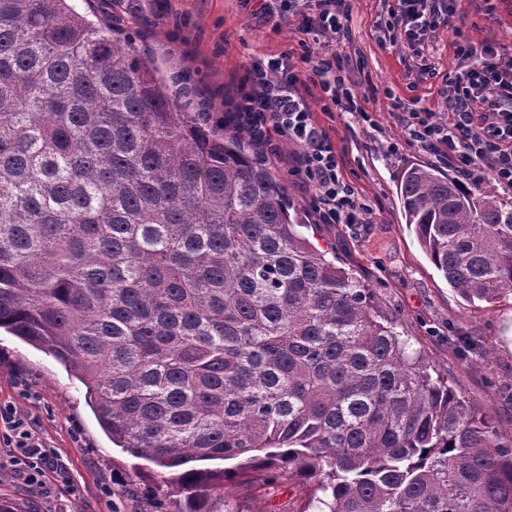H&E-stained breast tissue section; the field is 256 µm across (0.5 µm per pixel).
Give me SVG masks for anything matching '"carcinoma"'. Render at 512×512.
I'll return each instance as SVG.
<instances>
[{
	"mask_svg": "<svg viewBox=\"0 0 512 512\" xmlns=\"http://www.w3.org/2000/svg\"><path fill=\"white\" fill-rule=\"evenodd\" d=\"M405 224L467 301L512 292V201L421 164ZM253 145L69 0H0V329L86 387L186 512L260 471L320 512H512V448L315 249ZM235 460L220 475L186 465Z\"/></svg>",
	"mask_w": 512,
	"mask_h": 512,
	"instance_id": "cac0c4a2",
	"label": "carcinoma"
}]
</instances>
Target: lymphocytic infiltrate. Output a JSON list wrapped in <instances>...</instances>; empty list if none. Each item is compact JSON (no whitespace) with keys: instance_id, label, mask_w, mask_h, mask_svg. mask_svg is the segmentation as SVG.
Returning a JSON list of instances; mask_svg holds the SVG:
<instances>
[{"instance_id":"lymphocytic-infiltrate-1","label":"lymphocytic infiltrate","mask_w":512,"mask_h":512,"mask_svg":"<svg viewBox=\"0 0 512 512\" xmlns=\"http://www.w3.org/2000/svg\"><path fill=\"white\" fill-rule=\"evenodd\" d=\"M457 0H397L391 28L414 43L428 31L451 24ZM351 0H302L303 32L323 38L324 50L303 56L301 63L283 57L254 62L240 98L248 126L268 141L297 145L293 173L311 191V204L325 224H361L369 210L356 189L344 181L342 158L325 129L314 118V91L342 112H356L355 95L346 87L337 62L336 36ZM497 65L468 68L446 90V118L433 113L409 122L410 141L444 154L456 171L473 184L492 181L512 190V57ZM0 442L13 448L11 464L28 486L42 488L41 475L51 454L29 421L0 406Z\"/></svg>"}]
</instances>
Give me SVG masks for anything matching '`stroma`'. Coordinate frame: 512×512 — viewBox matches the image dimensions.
<instances>
[{
	"instance_id": "stroma-1",
	"label": "stroma",
	"mask_w": 512,
	"mask_h": 512,
	"mask_svg": "<svg viewBox=\"0 0 512 512\" xmlns=\"http://www.w3.org/2000/svg\"><path fill=\"white\" fill-rule=\"evenodd\" d=\"M76 10L130 32L166 73H190L213 119L232 114L255 59L322 44L299 29L295 14L271 17L259 0H73ZM393 0H353L336 36L343 74L370 116L315 112L342 157V176L370 215L364 224H321L310 195L291 173L295 144H262L269 166L304 211L306 236L336 263L371 286L377 311L391 320L411 350L448 380L473 411L491 418L502 443L512 445V293L466 301L434 268L413 228L404 223L396 180L420 163L451 172L447 159L408 143L411 113L443 112L441 92L467 69L458 45L491 43L512 55V0H460L452 26L428 33L423 44L391 41ZM396 151H389V144ZM472 337L471 352L457 339ZM0 405L35 427L67 469H46L50 495L18 480L0 447V501L12 512H181L179 498L161 483L154 464L110 442L85 398V388L52 356L0 330ZM305 485L266 481L225 483L215 512H306Z\"/></svg>"
}]
</instances>
